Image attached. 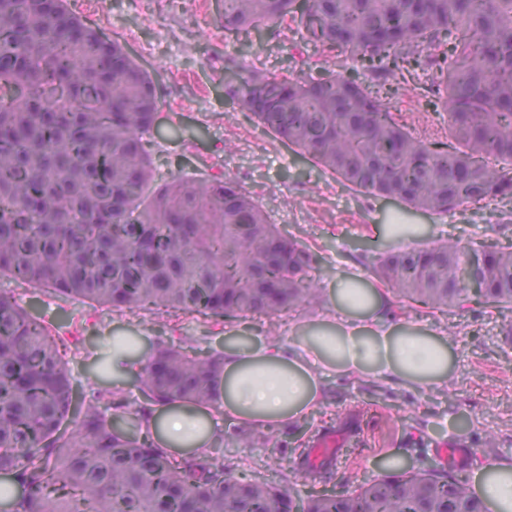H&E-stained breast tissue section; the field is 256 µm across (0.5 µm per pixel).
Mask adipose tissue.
I'll list each match as a JSON object with an SVG mask.
<instances>
[{"label": "adipose tissue", "mask_w": 512, "mask_h": 512, "mask_svg": "<svg viewBox=\"0 0 512 512\" xmlns=\"http://www.w3.org/2000/svg\"><path fill=\"white\" fill-rule=\"evenodd\" d=\"M354 275L341 276L329 310L294 345L245 344L224 349V417L266 431L303 418L318 399L322 375L388 378L404 386L444 384L453 351L441 336L396 322L383 292L370 290L368 304L347 300ZM222 419L213 412L171 405L157 408L150 427L158 443L187 454L212 443ZM491 512H512V465L493 462L474 477Z\"/></svg>", "instance_id": "adipose-tissue-1"}]
</instances>
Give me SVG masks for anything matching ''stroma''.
Listing matches in <instances>:
<instances>
[{
  "label": "stroma",
  "instance_id": "obj_1",
  "mask_svg": "<svg viewBox=\"0 0 512 512\" xmlns=\"http://www.w3.org/2000/svg\"><path fill=\"white\" fill-rule=\"evenodd\" d=\"M69 9L109 39L123 44L157 80L160 108L144 139L156 174L211 179L229 177L248 191L270 223L309 246L318 256V286L330 291L338 277L366 276V264L392 248L387 224L417 225L423 242L455 237L466 244L512 243L505 215L512 206L489 202L444 215L415 211L403 204L367 197L348 189L262 131L239 105L224 98V56L240 57L246 67L282 75L304 42L300 29L247 44L224 39V0H108L103 13L87 15L80 0ZM428 76L414 71L384 93L393 111L420 120L439 133L448 131V115L427 93ZM0 293L53 324L68 346L69 368L79 389L122 388L128 402L142 399L135 377L101 372L85 358L74 330L63 315L78 320L82 333L100 351L113 337L162 338L206 353L224 347L228 336L256 342L296 343L327 308L319 303L271 317H249L216 324L190 315L134 316L77 300L61 302L50 293L9 277ZM397 320L443 336L455 354L452 374L441 386L416 390L381 379L332 375L322 382V396L298 424L270 431L267 445L237 446L233 422L224 424L221 450L236 477L275 482L288 476L299 498L316 486L302 457L316 438L329 433L343 440L342 462L332 471L329 488L347 494L384 474L391 457L417 467L432 465L455 477L471 479L486 464L488 435L497 438V460L512 462V308H497L475 298L463 309H431L393 300Z\"/></svg>",
  "mask_w": 512,
  "mask_h": 512
}]
</instances>
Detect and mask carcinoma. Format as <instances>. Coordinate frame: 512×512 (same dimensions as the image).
I'll use <instances>...</instances> for the list:
<instances>
[{"label": "carcinoma", "instance_id": "cac0c4a2", "mask_svg": "<svg viewBox=\"0 0 512 512\" xmlns=\"http://www.w3.org/2000/svg\"><path fill=\"white\" fill-rule=\"evenodd\" d=\"M321 56L358 54L370 82L416 68L448 113V139L413 132L350 74L300 56L276 78L224 56V97L350 189L444 214L512 202V0H224V29L250 37L286 17ZM157 85L66 0H0V276L61 301L129 313L165 308L215 322L322 300L317 256L226 179L156 183L142 133ZM475 261L472 280L458 277ZM393 295L461 309L512 306V245L454 237L368 265ZM143 401L77 394L59 332L0 296V503L11 512H488L468 482L429 466L349 495L300 500L288 478L243 480L207 447L173 454L147 414L223 402L224 352L160 341ZM266 440L238 429L244 446Z\"/></svg>", "mask_w": 512, "mask_h": 512}]
</instances>
